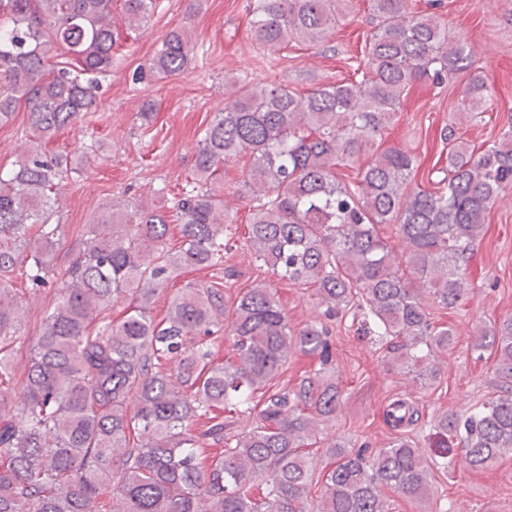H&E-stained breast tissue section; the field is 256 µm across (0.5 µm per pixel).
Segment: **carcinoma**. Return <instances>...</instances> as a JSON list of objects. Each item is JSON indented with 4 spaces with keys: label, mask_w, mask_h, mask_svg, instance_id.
Segmentation results:
<instances>
[{
    "label": "carcinoma",
    "mask_w": 512,
    "mask_h": 512,
    "mask_svg": "<svg viewBox=\"0 0 512 512\" xmlns=\"http://www.w3.org/2000/svg\"><path fill=\"white\" fill-rule=\"evenodd\" d=\"M142 23L153 0H124ZM345 0H250V31L269 50L293 39L315 45L340 22ZM112 0H0V123L29 110L30 141L9 172L0 169V283L55 285L26 378L10 353L19 301L0 287V512H390L384 490L425 502L432 460L406 437L366 457L333 441L316 482L310 449L335 417L343 390L326 322L363 316L395 340L390 371L433 379L436 354L453 332L436 307L466 299L465 265L489 210L512 188V127L470 147L448 120V172L436 190L406 185L417 158L387 146L386 130L411 89L465 76L460 118L487 111L490 89L471 71V47L410 0H367L377 21L363 69L305 95L284 85L243 82L199 142L192 178L172 197L181 241L168 242L166 213L125 204L95 225L69 264L55 263L59 225L49 217L68 157H48L58 132L98 105L96 74L112 68L118 34ZM192 31L166 35L144 67L152 76L187 68ZM68 57L56 67V52ZM251 158L259 189L242 246L258 271L312 291L324 306L296 330L273 287L261 280L232 302L216 284L188 282L162 319L152 298L189 270L224 265V199L211 187L224 162ZM371 154L358 181L336 167ZM125 304L117 320L94 313ZM232 341L234 358L213 345ZM495 349L498 394L468 416L431 421L432 448L454 443L473 470L512 453V317L475 336ZM294 355L318 360L288 389L276 384ZM396 400L391 427L417 422ZM246 425H241V420Z\"/></svg>",
    "instance_id": "carcinoma-1"
}]
</instances>
